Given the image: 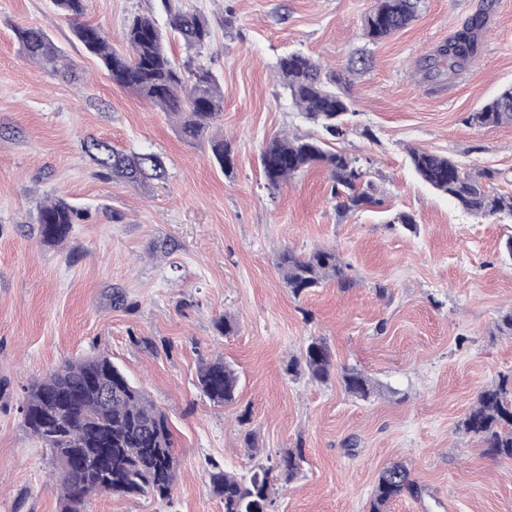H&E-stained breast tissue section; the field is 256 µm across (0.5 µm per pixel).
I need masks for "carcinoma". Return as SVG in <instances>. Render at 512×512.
<instances>
[{"label": "carcinoma", "instance_id": "1", "mask_svg": "<svg viewBox=\"0 0 512 512\" xmlns=\"http://www.w3.org/2000/svg\"><path fill=\"white\" fill-rule=\"evenodd\" d=\"M87 2L54 0L62 15L75 22V36L102 62L112 81L178 116L185 140L207 135L224 111V92L212 72L173 60L166 49L167 32L152 16H133L123 30L126 51L115 50L98 26L80 21ZM161 2L167 25L187 47L201 48L210 41L211 26L204 15L175 10L171 0ZM420 3L373 0L363 18L364 36L376 43L406 28L417 18ZM489 8L484 5L424 59L420 65L423 78L452 76L471 65L479 51V35ZM14 34L24 58L52 65L59 59L42 29L17 26ZM366 65L367 59L360 57L346 72L328 73L308 55L292 52L280 57L277 73L294 105L321 128L323 137L276 136L268 141L260 155L268 186L276 190L304 169L320 166L329 174L331 195L339 199L341 210L382 204L362 158L328 149L329 142L343 139L349 132L345 116L351 102L336 91V86L348 84L349 75ZM467 121L488 127L512 124V87L471 113ZM83 149L102 178L137 186L166 174L163 159L152 152L123 153L96 138L83 141ZM212 154L224 172L232 170L229 142L213 139ZM408 154L422 181L470 215L481 220L512 216V195L496 193L490 186L493 171L473 174L446 155L419 149H411ZM86 218V211L62 199L48 200L38 211L39 236L44 243L59 244L67 239L73 225ZM276 265L296 297L330 281L340 286L348 282V265L330 248L304 253L287 248L278 254ZM289 370H304L312 380L326 383L334 370L331 351L322 339L313 337L301 356L291 361ZM340 378L345 390L357 398L367 399L374 392L371 379L354 369L342 370ZM237 386L238 375L224 359L216 358L199 367L197 387L213 405L234 403ZM22 412L27 431L49 447L56 462L62 489L61 512H83L86 498L96 493L150 495L161 501L170 498L177 479V459L168 417L109 358L63 362L29 386ZM462 425L466 432L480 438L490 456L512 461V373L499 376L479 392ZM89 459L98 464L85 467ZM301 461L303 450L296 447L280 456L279 462L260 464L247 474L230 473L215 465L209 472V488L224 502V512H267L273 504V470H279L288 482L299 472ZM414 486L404 464L385 467L373 491L371 512H386L391 501L413 491Z\"/></svg>", "mask_w": 512, "mask_h": 512}]
</instances>
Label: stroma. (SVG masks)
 <instances>
[{
  "instance_id": "35a3bbf8",
  "label": "stroma",
  "mask_w": 512,
  "mask_h": 512,
  "mask_svg": "<svg viewBox=\"0 0 512 512\" xmlns=\"http://www.w3.org/2000/svg\"><path fill=\"white\" fill-rule=\"evenodd\" d=\"M484 1L422 0L410 25L372 43L362 32L372 0H173L211 24L205 48L175 37L169 50L209 68L224 92L213 133L232 146L227 175L209 139L187 142L176 117L112 82L53 0H0V512H60L55 463L21 407L32 381L99 354L168 416L177 479L169 500L97 493L85 512H224L209 489L213 466L245 474L298 445L301 469L276 482L270 512H369L380 471L396 462L418 491L389 512H512V462L459 428L477 394L512 373V336L497 329L512 308V257L501 250L512 222L464 213L408 160L412 148L452 156L468 171H494V189L512 195V125L468 121L512 85V0H488L467 70L436 81L416 73ZM135 13L167 22L159 0H90L85 19L120 51ZM19 24L50 36L62 52L56 66L23 59ZM291 51L331 71L369 58L346 87L349 133L334 147L368 160L382 206L339 213L319 168L267 189L266 141L320 132L275 73ZM89 137L160 154L166 179L98 177L82 149ZM49 197L89 214L54 246L36 224ZM397 211L414 215L416 232L387 223ZM315 247L350 263V285L293 296L276 257ZM222 317L233 333L217 331ZM313 336L378 394L359 400L338 378L288 373ZM217 357L240 376L226 407L196 386L202 362Z\"/></svg>"
}]
</instances>
